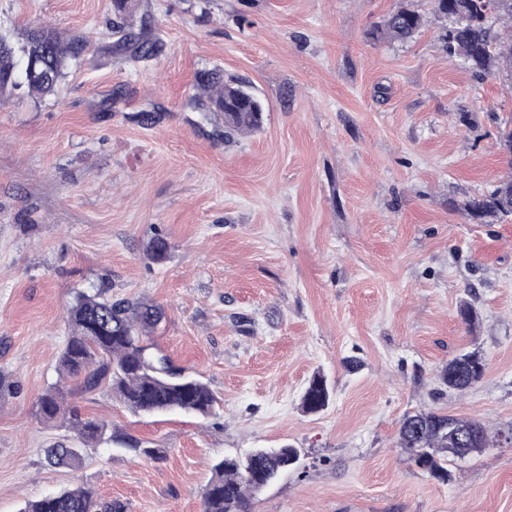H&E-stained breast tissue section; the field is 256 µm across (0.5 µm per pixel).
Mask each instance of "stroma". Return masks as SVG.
Masks as SVG:
<instances>
[{
	"mask_svg": "<svg viewBox=\"0 0 512 512\" xmlns=\"http://www.w3.org/2000/svg\"><path fill=\"white\" fill-rule=\"evenodd\" d=\"M400 4L139 0L118 35L112 0H0V34L88 40L54 95H0V512L79 484L126 512H202L217 460L284 444L298 460L253 512H512V220L461 209L512 175V83L445 51L432 0L412 42L370 39ZM123 34L158 53L130 59ZM214 68L255 87L260 130L225 142L189 107ZM102 284L163 307L150 341L208 385L210 416L146 415L103 386L69 399L108 421L98 443L39 419L67 309ZM463 349L486 370L460 392L438 374ZM317 372L332 394L307 414ZM420 410L478 418L493 444L437 481L397 445ZM57 444L78 468L47 466Z\"/></svg>",
	"mask_w": 512,
	"mask_h": 512,
	"instance_id": "1",
	"label": "stroma"
}]
</instances>
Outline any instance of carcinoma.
<instances>
[{"mask_svg": "<svg viewBox=\"0 0 512 512\" xmlns=\"http://www.w3.org/2000/svg\"><path fill=\"white\" fill-rule=\"evenodd\" d=\"M433 4L434 13L445 21L441 40L448 54L457 56L466 69L479 76L502 74L512 79V31L504 42L491 33L489 25L492 18L512 22V0H496L491 9L488 0H433ZM423 25V15L413 0H406L371 32V38L405 44L415 39ZM84 46V38L67 43L49 25L29 30L19 46L0 34V92L22 89L40 97L54 92ZM197 85L201 94L191 98L189 104L221 117L217 137L229 142L237 134L262 127L264 110L260 101L242 85L224 81L223 72L205 71ZM462 210L479 224L512 219V178L500 181L487 194L466 200ZM169 249L168 241L158 234L147 255L159 262ZM105 294L103 286L93 294L80 293L67 310L71 336L59 359L66 378L83 393L107 383L125 405L147 413L181 409L203 416L211 414L217 402L213 392L189 376L169 375L168 357L146 341L164 318V309L147 301H113ZM484 372V358L479 353L462 352L444 366L440 381L452 390L465 391L478 384ZM70 395L71 391L61 386L48 388L36 403L39 418L53 421L65 416ZM329 398L326 379L318 373L305 389L302 409L317 413L328 405ZM75 425L85 443L99 441L108 429L104 420L78 418ZM451 427L476 429L480 442L449 443ZM399 445L410 452V460L418 468L445 482L448 458L464 459L487 448L490 437L484 423L477 419L416 412L403 418ZM47 457L54 465L74 466L79 462V452L74 448H50ZM297 458V450L288 445L275 454L260 449L246 463L235 457L223 458L214 465L204 487L203 512H252L256 481L282 474ZM22 512H125V506L118 501L99 503L92 490L80 486L32 501Z\"/></svg>", "mask_w": 512, "mask_h": 512, "instance_id": "1", "label": "carcinoma"}]
</instances>
